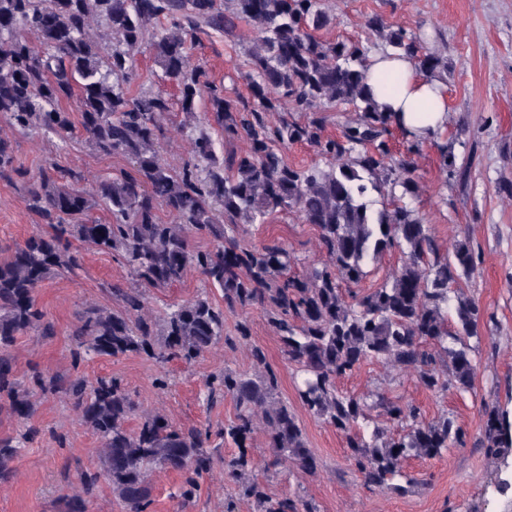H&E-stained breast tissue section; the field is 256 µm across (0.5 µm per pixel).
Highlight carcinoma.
<instances>
[{"mask_svg":"<svg viewBox=\"0 0 512 512\" xmlns=\"http://www.w3.org/2000/svg\"><path fill=\"white\" fill-rule=\"evenodd\" d=\"M95 21L112 32V47L92 37ZM250 21L259 30L246 51L247 101L209 80L190 50L207 29L229 34ZM327 23L321 0H0V121L20 132L52 135L65 146L75 128L68 106L73 100L91 149L135 164L134 172L114 173L92 190L79 172L57 164L23 187L22 202L43 228L0 263V401L22 428L0 437V482L11 476L32 433L30 394L60 387V380L39 372L28 384L20 382L8 351L29 330L54 333L37 293L46 280L79 267L74 240L119 256L133 280L131 288H112L118 308L78 313L72 339L83 354L191 361L224 339V309L260 306L288 362L302 374V405L345 434L364 485L403 490L415 483L403 469L407 459L441 457L464 444V429L446 414L426 421L419 407L398 397L379 394L369 402L336 386L362 362L377 360L413 370L438 393L471 389L476 365L466 341L479 335L482 311L461 286L474 269L469 245L460 242L441 253L432 227L410 205L419 192V144H407L386 164L393 156L394 121L376 100L366 50L354 40L313 34ZM364 27L392 53L414 61L423 75L440 67V57L421 39L381 16L368 17ZM30 33L38 43L28 40ZM144 51L177 86L189 120L196 119L197 99L207 97L211 118L190 124L192 158L178 171L163 161L159 146L171 99L161 92L131 94L135 54ZM285 100L299 117L272 123L270 114ZM325 106L355 117L329 136L321 115ZM212 120L224 139L245 141L246 151L218 155L206 128ZM290 144L313 147L328 168L290 164ZM16 172L13 144L0 137V178ZM373 193L382 200L379 209L373 208ZM98 207L108 211V221L91 217ZM161 209L172 222L160 220ZM281 211H295L316 227L322 266L291 277L297 258L283 244L240 243L245 226ZM196 235L211 237L214 246L194 248ZM391 249L403 254L392 279L355 289L368 264ZM191 270L223 291L224 306L202 292L168 306L157 321L143 313L146 291L176 285ZM342 282L353 286L346 297ZM429 344L450 357L448 372L439 368ZM251 356L254 376L226 368L206 386V405L227 396L236 404L234 419L222 431L237 447L224 463L225 480L253 500L256 512H316L306 500L269 496L249 478V441L258 416L276 456L304 472L317 467L293 409L277 398V376L263 351L254 348ZM68 392L100 441L103 472L84 474L86 491L104 479L124 512H148L149 475L161 466L183 475V500L195 496L198 479L211 468L208 435L140 409L116 377L93 383L75 377ZM377 408L402 432L388 433L373 417ZM135 415L140 423L132 430L127 423ZM479 446L492 460L512 453V422L495 405L482 410Z\"/></svg>","mask_w":512,"mask_h":512,"instance_id":"obj_1","label":"carcinoma"}]
</instances>
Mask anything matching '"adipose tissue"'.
Wrapping results in <instances>:
<instances>
[{
  "label": "adipose tissue",
  "mask_w": 512,
  "mask_h": 512,
  "mask_svg": "<svg viewBox=\"0 0 512 512\" xmlns=\"http://www.w3.org/2000/svg\"><path fill=\"white\" fill-rule=\"evenodd\" d=\"M373 78L391 77L396 87L379 91L378 100L394 121L410 137L427 139L443 131L448 122V108L441 86L415 68L404 56L378 54L370 60Z\"/></svg>",
  "instance_id": "1"
}]
</instances>
